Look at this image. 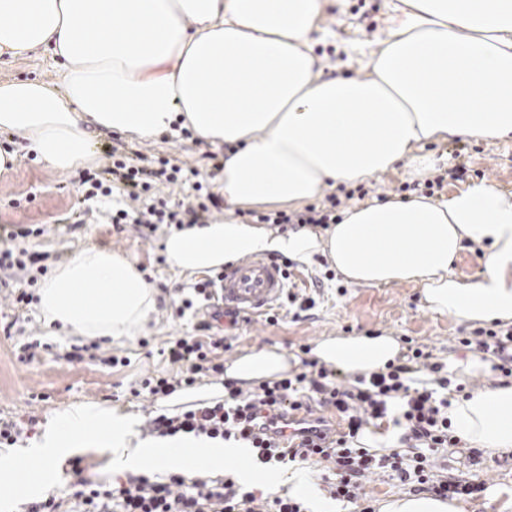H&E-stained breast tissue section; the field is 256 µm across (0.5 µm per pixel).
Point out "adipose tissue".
<instances>
[{
  "label": "adipose tissue",
  "instance_id": "ef3b65f1",
  "mask_svg": "<svg viewBox=\"0 0 512 512\" xmlns=\"http://www.w3.org/2000/svg\"><path fill=\"white\" fill-rule=\"evenodd\" d=\"M336 0H0V55L47 51L60 83H0V172L19 152L74 172L95 137L148 139L181 122L224 148L216 192L223 218L171 228L169 266L194 274L277 253L327 257L352 286L414 283L430 312L461 323H512V192L484 181L432 203L372 201L326 230L276 233L235 208L298 206L329 184L354 186L406 164L434 168L423 148L458 136L512 139V0H398L365 78L322 75L314 51ZM480 246L484 271L452 264ZM45 326L69 336L139 335L159 292L126 254L92 246L40 283ZM401 354L390 335L336 336L312 355L351 374L383 373ZM292 367L280 347L251 349L224 376L250 387ZM456 435L487 456L512 452V384L473 391L448 412ZM476 249L466 246L452 266V271L464 282L478 279L483 271L482 253L478 255Z\"/></svg>",
  "mask_w": 512,
  "mask_h": 512
}]
</instances>
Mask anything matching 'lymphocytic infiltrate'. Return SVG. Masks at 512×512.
I'll list each match as a JSON object with an SVG mask.
<instances>
[{"label":"lymphocytic infiltrate","mask_w":512,"mask_h":512,"mask_svg":"<svg viewBox=\"0 0 512 512\" xmlns=\"http://www.w3.org/2000/svg\"><path fill=\"white\" fill-rule=\"evenodd\" d=\"M111 165L85 178L89 200L111 196L115 184H122L127 202L113 209L112 224L134 225L142 239H150L163 224H205L221 200L208 189L199 170L170 164L164 158L151 159L138 151L112 149ZM189 187L188 203L170 204L157 193L158 182ZM354 191L344 197L327 195V207L308 206L305 211L256 215L255 221L279 230L308 225L337 223L335 207L342 200H353ZM198 335L178 336L167 341L162 355L177 365L176 373L144 377L133 397L160 402L176 390L188 388L200 377L224 373L222 357L227 349L223 337L211 335L209 321L198 323ZM306 358L301 371H289L277 381H266L251 390L234 382L224 384V398L203 402L175 414L161 413L148 423L158 436L193 434L227 441L249 443L263 464L285 465L313 462L327 471L326 490L334 499L353 504L356 512H374L363 490L362 480L384 472L410 492L432 490L445 500H475L486 485L435 471V456L444 448H455L459 440L448 418L451 395L448 378L442 377L441 364L431 362L423 349H413L402 363L390 365L387 372L347 379L341 372L310 359V345H302ZM335 409L346 429L335 436L321 435L318 441H301L295 448L279 446L278 423L290 414L307 409L310 399ZM398 404L395 420L404 433L406 452L379 454L356 446L355 438L371 421L387 418L391 404ZM26 512H306L298 499H263L254 491L235 483L232 475L221 479L130 475L112 483L79 481L67 499L48 495L28 505Z\"/></svg>","instance_id":"f902f5d3"}]
</instances>
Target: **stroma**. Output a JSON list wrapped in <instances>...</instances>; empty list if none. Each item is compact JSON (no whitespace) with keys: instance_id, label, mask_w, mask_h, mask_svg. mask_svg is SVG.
Segmentation results:
<instances>
[{"instance_id":"35a3bbf8","label":"stroma","mask_w":512,"mask_h":512,"mask_svg":"<svg viewBox=\"0 0 512 512\" xmlns=\"http://www.w3.org/2000/svg\"><path fill=\"white\" fill-rule=\"evenodd\" d=\"M390 14V0H337L321 27L324 31L315 51L333 55L338 74L363 78L369 73L371 50L383 37ZM13 78H39L59 82L60 73L52 58L33 54L0 64V82ZM135 150L152 158H165L171 164L198 168L209 176L211 144L185 139L180 134H164L136 142ZM436 166L448 169L464 163L463 181H451L436 192V199L448 197L461 185L481 180L505 191H512V140L484 141L455 138L426 145ZM83 174L62 173L44 166L34 156L20 154L9 172L0 173V240L17 225L41 227V236L26 240L29 251L43 255L46 268H53L84 247L95 245L132 255L146 278L160 292L156 313L146 334L149 345L138 338L100 341L101 351L128 358L125 367H109L90 361H66L67 353L82 347V340L46 328L36 306L0 309V419L18 423L36 418L37 431H44L51 417L82 403H99L148 419L157 410L147 400H137L129 390L145 374L168 372L172 366L160 353L164 340L171 336H192L198 316H176L182 291L201 280V273L182 274L161 262L159 239L143 240L133 229L117 231L108 219L112 208L121 206L123 197L113 193L98 201H85L81 185ZM294 291L299 297H313V309L293 315L287 298L274 307L276 325L265 316H251L225 327L230 336L231 354L246 348L280 346L288 354L299 355L300 345H316L329 336L391 332L397 338L412 339L426 345L434 361L445 364L457 382L491 387L500 384L502 374L488 371L470 377L461 370L469 353L455 347L460 336L471 335L474 327L425 309L421 290L411 284L380 287H342L340 281L313 285V269L290 268ZM26 343L42 345L39 359L19 361L17 351ZM440 467L450 474L486 481L489 491L498 493L503 512H512V453L494 457L472 453L470 448H451L442 452Z\"/></svg>"}]
</instances>
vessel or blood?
Segmentation results:
<instances>
[{
	"instance_id": "1",
	"label": "vessel or blood",
	"mask_w": 512,
	"mask_h": 512,
	"mask_svg": "<svg viewBox=\"0 0 512 512\" xmlns=\"http://www.w3.org/2000/svg\"><path fill=\"white\" fill-rule=\"evenodd\" d=\"M282 263L263 257L250 258L231 267L213 297L226 311L258 314L276 303L285 290Z\"/></svg>"
}]
</instances>
